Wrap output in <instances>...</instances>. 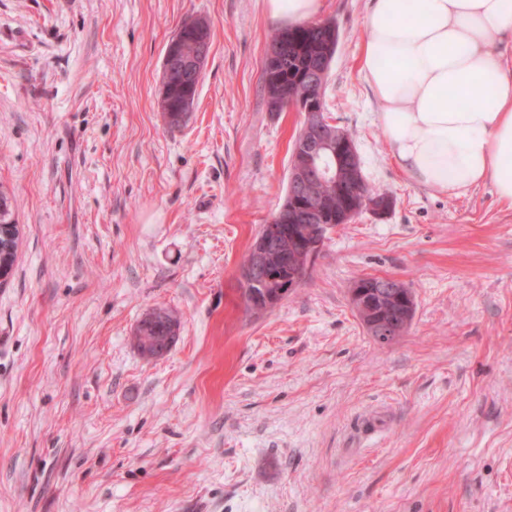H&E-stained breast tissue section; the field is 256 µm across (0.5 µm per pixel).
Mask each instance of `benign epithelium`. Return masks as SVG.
Masks as SVG:
<instances>
[{"instance_id":"1","label":"benign epithelium","mask_w":512,"mask_h":512,"mask_svg":"<svg viewBox=\"0 0 512 512\" xmlns=\"http://www.w3.org/2000/svg\"><path fill=\"white\" fill-rule=\"evenodd\" d=\"M194 29L196 50L185 55L180 50V36L168 44L162 66V82L179 74L189 87L201 74L209 55L210 34L202 25L189 23ZM290 108L305 114L302 138L293 157L288 197L281 208L261 226L241 267L240 278L245 288H259L262 293L250 294L251 306L258 311L277 305L285 289L302 283L303 263L321 249L326 234L335 228L325 223L323 209H313L308 200L319 193V186L336 181L337 192L347 196L360 179L356 147L351 134L336 123L321 118L324 111L322 95H292ZM381 197H364L357 206L344 210L342 223L347 224L361 211L381 212ZM402 283L396 279L373 280L367 288L353 292L355 309L363 314L377 315L373 321L377 342L389 343L401 333L400 324L387 313L389 303L404 300Z\"/></svg>"}]
</instances>
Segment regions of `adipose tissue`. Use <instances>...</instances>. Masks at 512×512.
<instances>
[{"label":"adipose tissue","mask_w":512,"mask_h":512,"mask_svg":"<svg viewBox=\"0 0 512 512\" xmlns=\"http://www.w3.org/2000/svg\"><path fill=\"white\" fill-rule=\"evenodd\" d=\"M361 66L417 184L512 204V0H371Z\"/></svg>","instance_id":"adipose-tissue-1"}]
</instances>
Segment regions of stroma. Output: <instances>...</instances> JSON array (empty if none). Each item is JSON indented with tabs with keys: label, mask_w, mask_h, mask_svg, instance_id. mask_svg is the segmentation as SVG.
Returning a JSON list of instances; mask_svg holds the SVG:
<instances>
[{
	"label": "stroma",
	"mask_w": 512,
	"mask_h": 512,
	"mask_svg": "<svg viewBox=\"0 0 512 512\" xmlns=\"http://www.w3.org/2000/svg\"><path fill=\"white\" fill-rule=\"evenodd\" d=\"M369 0H324L327 114L393 206L330 232L304 284L246 311L238 270L282 205L304 115L269 111L264 0H0V512H512V204L394 161L360 72ZM205 18L195 112L157 107ZM416 310L374 341L350 285ZM180 321L164 357L134 329ZM200 21L207 26L210 27L209 24L200 18ZM202 25H196L192 22H189L188 27L194 29L195 37H196V50H195V40L191 32H184L181 40V49L186 54L185 55L180 50V36L177 35L171 40L168 44L167 49L165 51L163 66H162V91L160 98L158 100V106L162 113V117L170 128H179L184 125L191 114L183 116L184 112L191 113L194 111V106L196 102V95L198 92V84L199 80L195 83V96L187 93L181 103L179 110L172 111L169 107V103L167 100L166 94V82L175 74L178 73L185 86L189 87L194 82V80L201 74L209 55L210 49V34L209 30ZM210 29V28H209ZM195 51V52H194ZM0 194L10 197L9 193L3 190L1 186ZM19 233L18 224H16L13 215L12 199L10 197V204L3 212V215H0V268H4L8 273L11 272L16 259ZM365 279L373 280L366 286L369 290H356L352 294L356 311L363 314L375 315L378 314L377 307H380L383 312H387L389 302L404 300L403 294L400 292L401 290H399L403 288L404 285L396 279L360 277L354 281L352 288L355 284L364 282Z\"/></svg>",
	"instance_id": "35a3bbf8"
}]
</instances>
